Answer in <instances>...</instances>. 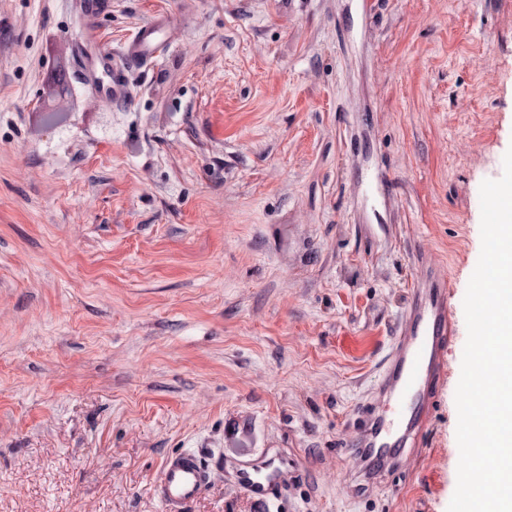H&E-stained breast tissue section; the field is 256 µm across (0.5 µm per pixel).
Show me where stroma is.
<instances>
[{"instance_id": "35a3bbf8", "label": "stroma", "mask_w": 512, "mask_h": 512, "mask_svg": "<svg viewBox=\"0 0 512 512\" xmlns=\"http://www.w3.org/2000/svg\"><path fill=\"white\" fill-rule=\"evenodd\" d=\"M99 46L180 29L99 101L80 0H0V512H447L480 186L512 147V0H107ZM59 120L47 122V113ZM454 379L413 468L349 495L345 447L426 269ZM212 481L209 465L195 451L169 457L160 472L156 491L165 512H182ZM238 478L239 486L251 500L266 507L273 495V490L280 484V476L270 464L256 463L243 466Z\"/></svg>"}]
</instances>
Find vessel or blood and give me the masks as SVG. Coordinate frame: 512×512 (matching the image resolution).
<instances>
[{
  "label": "vessel or blood",
  "mask_w": 512,
  "mask_h": 512,
  "mask_svg": "<svg viewBox=\"0 0 512 512\" xmlns=\"http://www.w3.org/2000/svg\"><path fill=\"white\" fill-rule=\"evenodd\" d=\"M107 8L105 0H81L84 22L77 39L82 72L104 102L126 100L128 71L155 60L163 46L177 40L179 31L164 15L129 35L119 53L98 48L95 20ZM453 287L444 278L428 277L407 296L393 342L379 368L363 419L348 443L358 463L359 486H380L390 473L406 469L418 455L417 441L430 421L434 392L448 375V351L454 340ZM212 481L209 465L195 451L169 457L156 491L165 512H184ZM280 483L271 465L243 466L238 484L254 503L268 504Z\"/></svg>",
  "instance_id": "obj_1"
}]
</instances>
